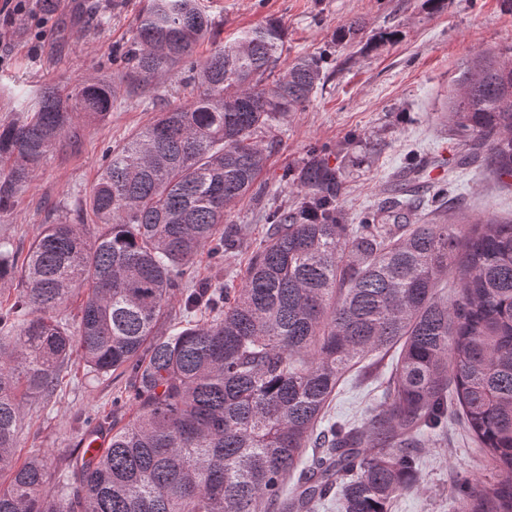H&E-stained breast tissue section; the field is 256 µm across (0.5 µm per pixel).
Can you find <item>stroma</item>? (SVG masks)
Masks as SVG:
<instances>
[{"mask_svg":"<svg viewBox=\"0 0 512 512\" xmlns=\"http://www.w3.org/2000/svg\"><path fill=\"white\" fill-rule=\"evenodd\" d=\"M142 7L143 0H53L49 6L28 0L27 11L0 35V87L30 93L46 84L71 89L88 77H110L112 49L127 39ZM208 13L224 41L267 21L280 22L286 32L281 67L299 55L323 59L325 83L278 130L264 181L274 182L284 166L302 165L311 147L325 145L331 163L343 170L346 223H356L365 207L381 205L390 187L419 199L411 223L430 221L422 201L430 185L442 180L452 191L451 221L512 218V186L502 187L486 169L458 167L464 147L441 119L461 62L478 51L512 47V0H446L438 9L430 0H210ZM354 18L364 21L363 30L335 42L337 27ZM152 117L139 98L121 95L109 116L82 128L77 149L56 153L20 187L14 207L0 213V239L28 250L44 224L89 191L107 149ZM413 157L439 160L427 183L403 180V167ZM229 220L241 230L239 252L223 266L201 253L197 280H240L248 255L263 240L267 226L260 202L244 200ZM372 371L363 382L356 373L346 375L332 406L336 418L359 420L375 405L391 375L389 360L376 361ZM60 379L50 397L28 408L18 435L20 457L39 449L61 465L81 438L85 411L93 405L111 411L112 397L125 383L116 375L93 376L77 356ZM422 475L421 491L397 496L390 512H458L451 485L465 475L490 479L460 416L449 418L445 439L428 441Z\"/></svg>","mask_w":512,"mask_h":512,"instance_id":"stroma-1","label":"stroma"}]
</instances>
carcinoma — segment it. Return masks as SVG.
<instances>
[{
	"label": "carcinoma",
	"instance_id": "carcinoma-1",
	"mask_svg": "<svg viewBox=\"0 0 512 512\" xmlns=\"http://www.w3.org/2000/svg\"><path fill=\"white\" fill-rule=\"evenodd\" d=\"M212 36L201 0H145L112 49V78L41 87L24 120L0 125L3 213L112 112L119 88L150 105L163 78L183 72L196 87L114 146L73 217L44 225L25 256L0 239V286L21 284L0 301V512H317L333 492L342 512H390L421 488L422 437L448 429L454 404L494 471L453 485L460 512H512V220L450 224L440 204V221L410 224L395 203L346 224L341 172L317 147L278 176L299 181L301 198L264 209L270 231L240 287L194 282L199 253L219 264L238 248L231 210L270 194L266 133L324 79L306 55L277 72L275 22L197 54ZM442 119L466 147L460 164L512 177V48L471 59ZM452 269L448 300L436 286ZM392 350L366 424L331 416L346 374ZM75 352L95 375L125 377L112 413L131 415L119 427L88 411L86 435L103 445L77 450L43 494L51 461L20 460L18 431Z\"/></svg>",
	"mask_w": 512,
	"mask_h": 512
}]
</instances>
